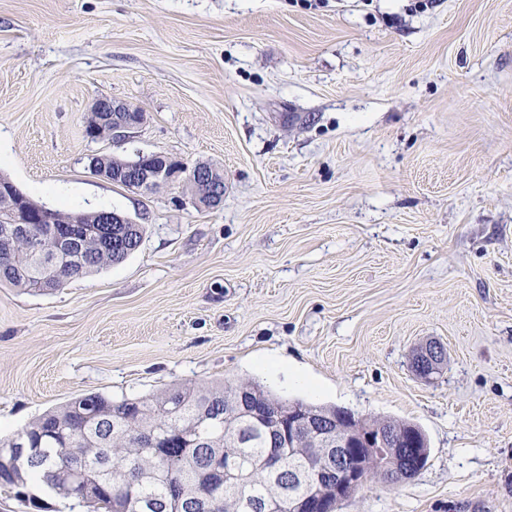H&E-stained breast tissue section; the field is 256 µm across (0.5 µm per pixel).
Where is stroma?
I'll use <instances>...</instances> for the list:
<instances>
[{"mask_svg": "<svg viewBox=\"0 0 512 512\" xmlns=\"http://www.w3.org/2000/svg\"><path fill=\"white\" fill-rule=\"evenodd\" d=\"M415 3L0 0V173L146 228L63 288L0 286V437L84 392L249 380L423 430L413 480L338 512H512V0ZM101 97L143 112L127 142L87 136ZM142 152L218 168L222 203L91 167ZM0 512L90 508L29 482ZM415 355L414 370L416 369L415 372L421 377L436 372V370L447 362V352L437 343L426 344L425 347H421ZM427 371L428 374H425Z\"/></svg>", "mask_w": 512, "mask_h": 512, "instance_id": "1", "label": "stroma"}]
</instances>
